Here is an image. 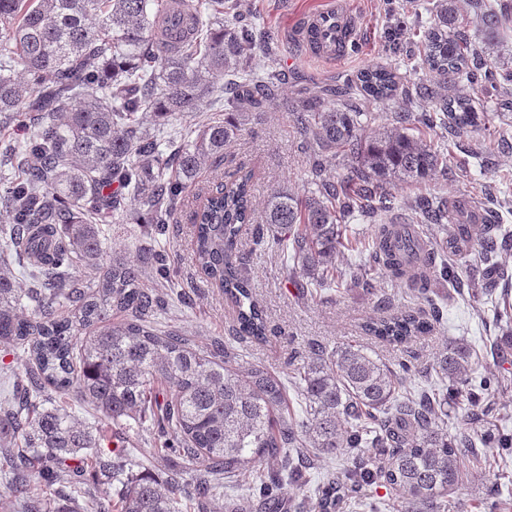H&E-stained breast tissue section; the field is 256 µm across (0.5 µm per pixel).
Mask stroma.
Here are the masks:
<instances>
[{
    "label": "stroma",
    "mask_w": 512,
    "mask_h": 512,
    "mask_svg": "<svg viewBox=\"0 0 512 512\" xmlns=\"http://www.w3.org/2000/svg\"><path fill=\"white\" fill-rule=\"evenodd\" d=\"M343 6L351 17L358 42L343 56L330 60L297 54L294 37L304 16L326 7L328 2ZM437 0H424L414 7L409 0H238L237 9L254 15L258 28H272L279 37V49L274 56L273 71L280 80L281 96L299 98L301 93L324 91L345 84L365 68L382 65L401 79L438 88V78L429 70H412L411 60L422 50L426 10ZM400 11L407 30L400 42H393L387 33L390 10ZM262 121L252 129H244L233 140L228 153L235 162L254 174V203H261L270 191L285 186L296 192L306 189L310 155L300 147L298 136L283 110L266 106ZM478 140L477 133L456 134L439 130L435 141L448 150V169L439 173L424 187L400 184L393 188L395 205L392 210L377 214L381 224H414L419 216L410 204L418 192L424 191L448 200L472 202L481 217L491 224L512 228V194L500 193L504 182L512 183V133L506 142L495 143L482 158H475L470 148ZM194 203L179 210L161 240L146 237L142 225L107 223L101 225L102 238L108 255L119 254L135 246L141 252L165 244L175 258V287L186 290L190 304L171 298L159 320L163 329L173 330L190 345L209 346L224 337L233 321V309L218 288L207 284L193 265L190 253L193 228L191 215ZM375 222V223H376ZM238 248L247 258V268L258 301L264 305L268 321L275 334L267 343L244 342L238 349L246 362L259 364L275 373H282L294 352L305 350L308 344L334 346L359 335L360 326L369 318L391 313L415 304L416 298L404 291L402 284L380 278L375 294L367 295L351 289L330 293L327 300L316 302L308 293L295 288L286 278L281 258L276 250L254 247L250 233H243ZM443 300L444 321L428 336L412 341L408 352L375 344L374 350L384 361L408 356L424 367L432 362L445 339L462 338L475 346L487 367L497 369L490 353V344L498 336L494 323L483 322L484 312L490 311L489 296H472L468 283L453 288L447 283L437 286ZM140 467L156 478H165L171 466L165 454L155 447L150 423L125 430L120 441ZM498 486L512 494V459L492 463L489 471L480 473L448 498V512H479V503L488 487Z\"/></svg>",
    "instance_id": "1"
}]
</instances>
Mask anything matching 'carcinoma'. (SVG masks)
I'll return each mask as SVG.
<instances>
[{"label": "carcinoma", "mask_w": 512, "mask_h": 512, "mask_svg": "<svg viewBox=\"0 0 512 512\" xmlns=\"http://www.w3.org/2000/svg\"><path fill=\"white\" fill-rule=\"evenodd\" d=\"M176 7L178 25L158 0H0V130L27 131L25 141L5 146L20 158L17 172L0 175V204L11 215L0 225V342L27 360L18 402L0 410V439L20 442L0 483L26 500V512H47L55 485H76L89 472L119 484L100 512H239L227 490L250 476L264 512H281L290 486L311 500V512H342L361 506L375 485L400 492L407 512H445L450 494L512 455V433L480 409L512 379L497 371L473 377L479 357L462 339L448 340L418 390L413 362L391 365L357 339L309 345L285 378L245 367L233 343H263L271 329L237 244L255 224V245L280 249L288 279L315 299L347 277L368 295L379 273L405 284L424 306L364 325V335L393 348L435 329L443 311L433 285L460 283L469 256L482 262L473 287L508 281L499 258L512 252V230L478 223L466 201L436 205L427 195L411 207L443 226L440 248L412 224H376L367 253L348 269L338 263L348 247L345 222L388 209L391 187L425 183L448 165L431 139L436 128L496 138L469 92L496 79L501 56L490 41L463 47L456 0H441L429 11L421 66L453 94L428 95L436 104L412 112L407 89L399 110L364 112L356 97L389 100L398 87L396 73L373 66L334 102L303 98L288 118L314 151L307 192L271 190L257 224L252 173L224 170L226 144L275 97L272 73L244 58L255 24L225 22L224 0ZM219 98L224 119L200 122L191 139L142 129L143 114L168 126ZM338 156L349 171L334 182L326 163ZM207 161L224 180L202 196L195 184ZM191 195L202 198L192 215V260L234 309L231 334L205 350L158 327L173 284L168 250L108 262L99 230L112 218L161 235ZM148 269L156 288L143 285ZM64 304L71 312L61 317ZM494 321L502 327L493 351L506 363L512 305L495 310ZM70 393L92 401L109 426L152 422L156 443L177 461L167 478L133 471L122 448H102L108 431H90L54 401ZM464 402L469 426L450 434L448 407ZM332 457L346 465L312 481L314 461ZM33 485L38 498L28 496Z\"/></svg>", "instance_id": "carcinoma-1"}]
</instances>
